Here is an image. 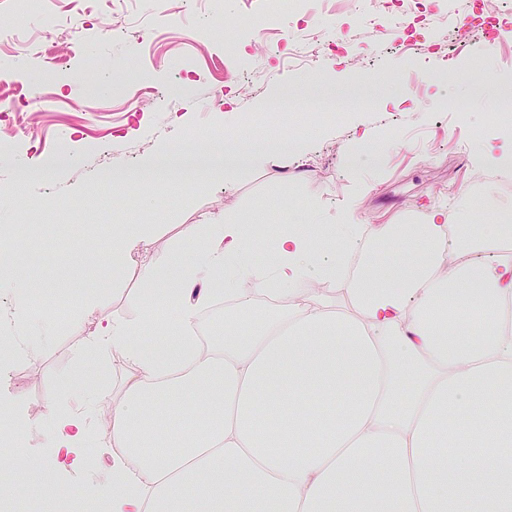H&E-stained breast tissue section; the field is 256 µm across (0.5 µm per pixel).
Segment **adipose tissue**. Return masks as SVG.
<instances>
[{"label":"adipose tissue","mask_w":512,"mask_h":512,"mask_svg":"<svg viewBox=\"0 0 512 512\" xmlns=\"http://www.w3.org/2000/svg\"><path fill=\"white\" fill-rule=\"evenodd\" d=\"M447 221L437 208L424 224L384 225L409 255L368 253L354 277L352 224L329 257L302 231L278 234L266 265L252 261L246 225L223 217L187 225L183 238L208 231L209 247L173 265L143 262L151 225L115 234L113 266L137 270L141 306L174 322L148 341L147 319L112 317L91 297L95 328L72 323L85 357L111 349L126 366L99 444L110 512H512V331L500 327L512 253L499 248L512 225L471 239L493 260L457 263ZM311 275L345 280L348 306L304 287ZM239 277L262 288L259 323ZM219 293L232 301L224 337L203 347L192 332ZM196 397L205 415L176 426L147 411ZM47 415L70 453L94 430L57 403Z\"/></svg>","instance_id":"obj_1"}]
</instances>
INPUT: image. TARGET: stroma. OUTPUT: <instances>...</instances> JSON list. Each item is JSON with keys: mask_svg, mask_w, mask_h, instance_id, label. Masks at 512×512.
<instances>
[{"mask_svg": "<svg viewBox=\"0 0 512 512\" xmlns=\"http://www.w3.org/2000/svg\"><path fill=\"white\" fill-rule=\"evenodd\" d=\"M25 0H0V34L20 28V42L0 46V66L19 77L0 85L14 115L0 119V227L29 237L43 225H61L77 237L66 252L52 246L15 250L28 275L44 288L40 306L18 308L13 290L0 289V402L20 443L0 447V458L23 452L38 472L5 469L27 487L19 512H44L38 483L51 478L63 500L85 497L94 512H106L94 490L108 465L93 442L81 453L84 466L63 471L54 465L57 443L46 415L33 403L53 399L70 376L94 378L107 366L109 379L87 411L95 422L112 415L124 373L116 352L102 361L84 358L80 337L60 323L55 308L87 316L84 300L107 298L118 318L139 312L142 287L135 273L112 266V229L117 224H151L155 232L141 250L165 263L208 247L206 237L186 241L184 224H203L221 215L248 224L251 235L284 225L303 230L357 224L376 242L382 224H423L438 207L453 224L479 233L489 220L487 194L512 202V168L480 155L475 143L494 153L512 147V126L491 129L498 103L512 96V78L500 68L512 62V41L486 48L459 40L445 15L463 17L466 0H438V15L417 56L393 45L399 12L388 15L385 35L363 51V63L324 52L317 69L283 61L268 44L301 38L304 28L324 42L336 38L340 22L362 27L373 0H55L51 12L29 10ZM183 7L169 19L167 6ZM115 17L125 31H102L100 18ZM267 20L265 42L251 26ZM200 32L199 42L187 34ZM447 42L449 53L431 52ZM256 76L254 91L238 93L237 75ZM159 92L182 88L161 112H139L133 94L142 77ZM49 94L56 105L31 114L35 97ZM465 100L466 109L442 123L444 100ZM248 131L244 144L262 146L265 134H287L296 153L274 157L263 167L238 170L233 191L223 178L191 189L169 178L154 183L147 197L120 204L122 188L108 187L105 173L141 166L172 150L211 141L223 150L229 136ZM319 156L312 171L300 170L299 153Z\"/></svg>", "mask_w": 512, "mask_h": 512, "instance_id": "1", "label": "stroma"}]
</instances>
